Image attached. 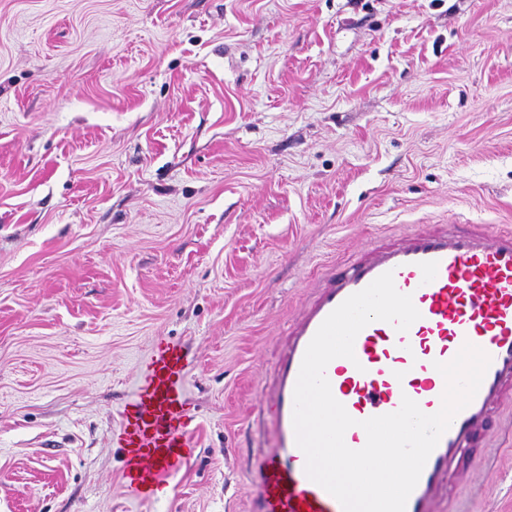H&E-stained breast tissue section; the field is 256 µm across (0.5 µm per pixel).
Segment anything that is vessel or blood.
I'll return each mask as SVG.
<instances>
[{
  "label": "vessel or blood",
  "mask_w": 512,
  "mask_h": 512,
  "mask_svg": "<svg viewBox=\"0 0 512 512\" xmlns=\"http://www.w3.org/2000/svg\"><path fill=\"white\" fill-rule=\"evenodd\" d=\"M411 295L419 319L407 331L374 321L354 341V359L338 357L326 367L334 398L356 424L346 445L361 449V421L397 411L403 398L436 413L446 382L437 363L451 361L464 344L491 359L471 402L459 411L427 459L406 503V512H442L455 476L496 411L512 401V227L493 224H426L403 237H386L341 268L328 269L288 328L283 350L267 384L273 446L252 465L262 512H342L338 500L305 473L306 457L293 426L294 389L306 349L341 303L384 273ZM177 346L154 360L149 392L121 440L127 488L132 494L171 477L185 459L178 397L184 373Z\"/></svg>",
  "instance_id": "1"
}]
</instances>
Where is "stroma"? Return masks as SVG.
<instances>
[{"label":"stroma","instance_id":"stroma-1","mask_svg":"<svg viewBox=\"0 0 512 512\" xmlns=\"http://www.w3.org/2000/svg\"><path fill=\"white\" fill-rule=\"evenodd\" d=\"M512 226V0H0V512H256L262 390L320 269ZM188 463L128 495L161 343ZM457 512H512V404Z\"/></svg>","mask_w":512,"mask_h":512}]
</instances>
